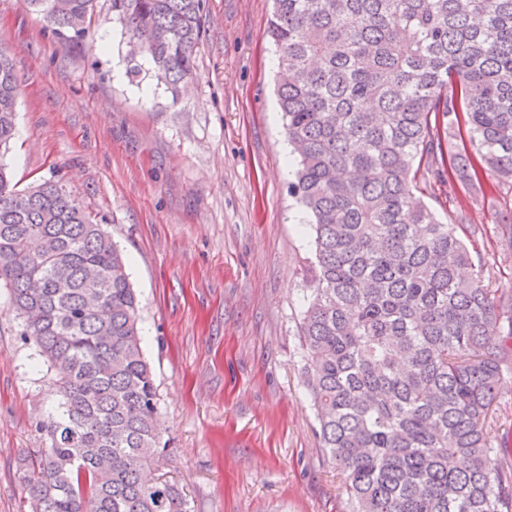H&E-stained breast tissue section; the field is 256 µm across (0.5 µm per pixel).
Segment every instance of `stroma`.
<instances>
[{"label":"stroma","instance_id":"stroma-1","mask_svg":"<svg viewBox=\"0 0 512 512\" xmlns=\"http://www.w3.org/2000/svg\"><path fill=\"white\" fill-rule=\"evenodd\" d=\"M271 12L272 0H206L195 76L175 92L129 55L111 0H96L86 40L66 47L25 0H0V50L19 84L0 161L17 189L63 184L125 255L159 393L156 474L190 512H344L347 499L303 378L313 232L289 193ZM418 195L440 221L467 212L484 286L511 295L500 241L512 192L485 175ZM59 399L1 284L0 512H30L20 468L49 448L39 424Z\"/></svg>","mask_w":512,"mask_h":512}]
</instances>
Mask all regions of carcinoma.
I'll return each mask as SVG.
<instances>
[{"label":"carcinoma","mask_w":512,"mask_h":512,"mask_svg":"<svg viewBox=\"0 0 512 512\" xmlns=\"http://www.w3.org/2000/svg\"><path fill=\"white\" fill-rule=\"evenodd\" d=\"M94 2L27 0L64 45L87 37ZM204 9L112 0L173 87L193 74ZM268 37L289 190L314 233L303 373L347 512H512V450L485 435L512 382L496 346L512 297L483 287L466 213L443 224L414 194L423 170L512 191V0H273ZM18 90L0 51V151ZM0 280L61 396L51 448L23 472L32 512H188L152 474L158 394L123 254L62 184L18 191L2 164Z\"/></svg>","instance_id":"1"}]
</instances>
